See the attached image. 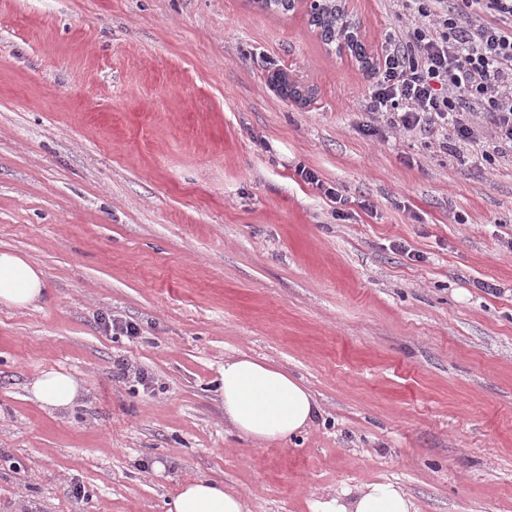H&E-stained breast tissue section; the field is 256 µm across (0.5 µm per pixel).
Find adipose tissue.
Returning a JSON list of instances; mask_svg holds the SVG:
<instances>
[{"mask_svg":"<svg viewBox=\"0 0 512 512\" xmlns=\"http://www.w3.org/2000/svg\"><path fill=\"white\" fill-rule=\"evenodd\" d=\"M47 294L43 270L8 248L0 250V307L26 309ZM216 391L224 401V420L239 435L257 443L302 434L321 407L311 391L287 371L246 355L226 358L217 368ZM83 387L73 375L47 371L29 388L32 397L52 410L71 409ZM167 512H247L242 495L223 482L199 477L180 486ZM314 512H418L414 500L391 482L343 489L316 502Z\"/></svg>","mask_w":512,"mask_h":512,"instance_id":"ef3b65f1","label":"adipose tissue"}]
</instances>
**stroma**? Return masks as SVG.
Masks as SVG:
<instances>
[{
  "label": "stroma",
  "mask_w": 512,
  "mask_h": 512,
  "mask_svg": "<svg viewBox=\"0 0 512 512\" xmlns=\"http://www.w3.org/2000/svg\"><path fill=\"white\" fill-rule=\"evenodd\" d=\"M346 6L379 60L404 17ZM372 63L255 0H0V246L49 288L0 309V512H165L196 477L250 512L380 481L512 512V153L368 133ZM238 354L322 418L231 431L211 381ZM47 370L79 379L70 411L28 394Z\"/></svg>",
  "instance_id": "obj_1"
}]
</instances>
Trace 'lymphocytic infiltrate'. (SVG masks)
I'll return each mask as SVG.
<instances>
[{
    "label": "lymphocytic infiltrate",
    "mask_w": 512,
    "mask_h": 512,
    "mask_svg": "<svg viewBox=\"0 0 512 512\" xmlns=\"http://www.w3.org/2000/svg\"><path fill=\"white\" fill-rule=\"evenodd\" d=\"M408 24L385 37L369 110L391 129L471 142L490 126L512 149V0H401Z\"/></svg>",
    "instance_id": "lymphocytic-infiltrate-1"
}]
</instances>
